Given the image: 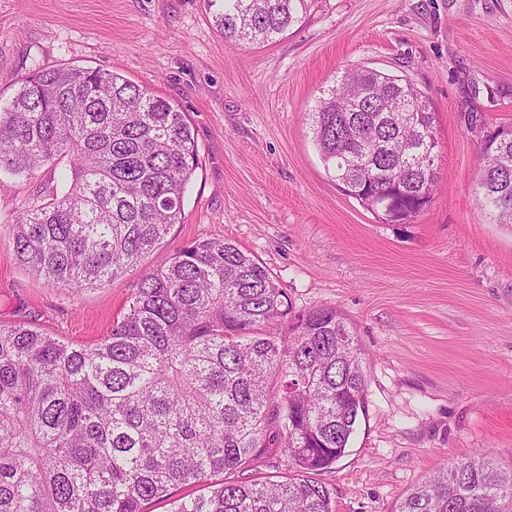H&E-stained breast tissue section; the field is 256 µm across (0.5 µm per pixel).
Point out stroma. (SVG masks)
I'll use <instances>...</instances> for the list:
<instances>
[{
	"label": "stroma",
	"mask_w": 512,
	"mask_h": 512,
	"mask_svg": "<svg viewBox=\"0 0 512 512\" xmlns=\"http://www.w3.org/2000/svg\"><path fill=\"white\" fill-rule=\"evenodd\" d=\"M38 65L109 69L186 112L200 166L168 249L230 239L293 311L353 326L366 416L318 476L333 512H393L478 450L512 466V228L474 184L483 131L512 127V0H315L264 45L226 41L207 0H0V103ZM354 67L413 84L435 114L437 184L411 223L347 196L314 141L309 110ZM49 176L0 184V324L90 344L144 269L77 293L20 266L12 224Z\"/></svg>",
	"instance_id": "35a3bbf8"
}]
</instances>
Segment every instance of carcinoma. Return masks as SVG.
Instances as JSON below:
<instances>
[{"label": "carcinoma", "instance_id": "cac0c4a2", "mask_svg": "<svg viewBox=\"0 0 512 512\" xmlns=\"http://www.w3.org/2000/svg\"><path fill=\"white\" fill-rule=\"evenodd\" d=\"M224 39L263 44L314 0H209ZM324 162L387 223L431 202L435 117L415 87L346 70L311 110ZM68 171L16 217L18 263L54 288H98L145 257L109 334L74 344L0 325V512H332L316 479L365 412L366 354L334 308L295 313L266 267L222 238L161 255L199 166L187 113L101 68L36 67L0 106V172ZM481 206L512 226V132L485 138ZM276 446L280 479L242 474ZM394 512H512V469L476 453L411 489Z\"/></svg>", "mask_w": 512, "mask_h": 512}]
</instances>
